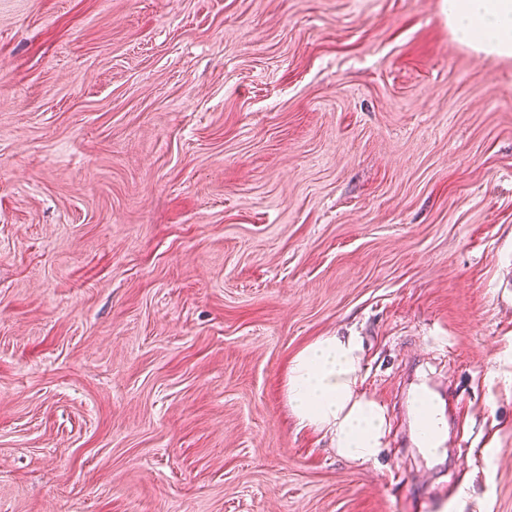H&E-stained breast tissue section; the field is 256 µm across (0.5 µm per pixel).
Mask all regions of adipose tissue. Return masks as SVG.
<instances>
[{
	"label": "adipose tissue",
	"mask_w": 512,
	"mask_h": 512,
	"mask_svg": "<svg viewBox=\"0 0 512 512\" xmlns=\"http://www.w3.org/2000/svg\"><path fill=\"white\" fill-rule=\"evenodd\" d=\"M454 40L472 50L512 58V0H447ZM363 342L354 334L322 336L292 359L288 406L303 427L329 437L338 456L368 463L383 451L387 417L361 388Z\"/></svg>",
	"instance_id": "1"
}]
</instances>
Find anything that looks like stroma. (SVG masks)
<instances>
[{
    "label": "stroma",
    "instance_id": "1",
    "mask_svg": "<svg viewBox=\"0 0 512 512\" xmlns=\"http://www.w3.org/2000/svg\"><path fill=\"white\" fill-rule=\"evenodd\" d=\"M349 331L375 462L285 393ZM418 494L512 512V59L445 0H0V512Z\"/></svg>",
    "mask_w": 512,
    "mask_h": 512
}]
</instances>
